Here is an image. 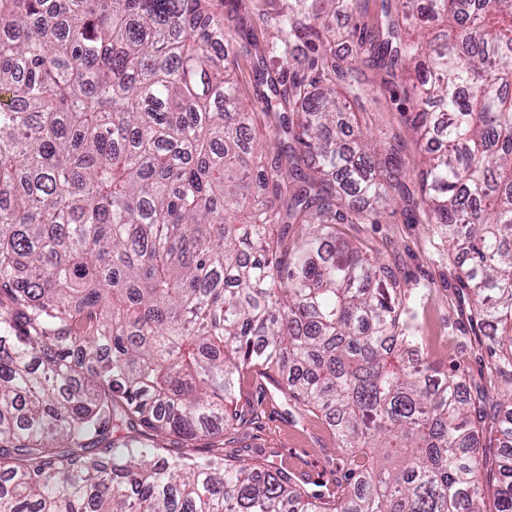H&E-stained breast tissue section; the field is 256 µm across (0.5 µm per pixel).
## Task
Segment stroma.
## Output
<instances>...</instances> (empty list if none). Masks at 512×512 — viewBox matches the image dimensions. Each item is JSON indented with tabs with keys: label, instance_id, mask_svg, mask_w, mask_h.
<instances>
[{
	"label": "stroma",
	"instance_id": "1",
	"mask_svg": "<svg viewBox=\"0 0 512 512\" xmlns=\"http://www.w3.org/2000/svg\"><path fill=\"white\" fill-rule=\"evenodd\" d=\"M303 15L318 13L336 18L334 0H219L218 13L244 18L256 42L239 57L236 77L245 93H253L257 60L266 68L283 74L286 80L309 77L306 64L282 65L271 46L279 21L288 10ZM353 239L380 251L393 266L401 287L418 312V322L427 340L428 358L441 366L457 365L470 384L488 383L489 357L480 347L460 312L455 289L457 268L431 228L411 223L403 204H395L378 223L346 225ZM238 408L258 409L259 421L226 444L230 456L268 460L308 482L322 485L339 477L343 453L325 421L315 414H302L263 378L244 384L236 394Z\"/></svg>",
	"mask_w": 512,
	"mask_h": 512
}]
</instances>
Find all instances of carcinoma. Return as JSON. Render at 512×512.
Instances as JSON below:
<instances>
[{"mask_svg":"<svg viewBox=\"0 0 512 512\" xmlns=\"http://www.w3.org/2000/svg\"><path fill=\"white\" fill-rule=\"evenodd\" d=\"M386 17L308 83L258 69L262 139L213 0H0V512H487L484 482L512 512V0ZM319 19L281 20L283 62ZM397 197L460 268L494 397L339 229ZM272 372L343 448L333 487L224 458ZM411 81L406 76V74H399V77L395 80L393 87V95L391 100H389V96H387V100H382V107L388 113H385V116H394L396 112H400L402 110H408V107L411 106V101L413 98L411 89Z\"/></svg>","mask_w":512,"mask_h":512,"instance_id":"obj_1","label":"carcinoma"}]
</instances>
